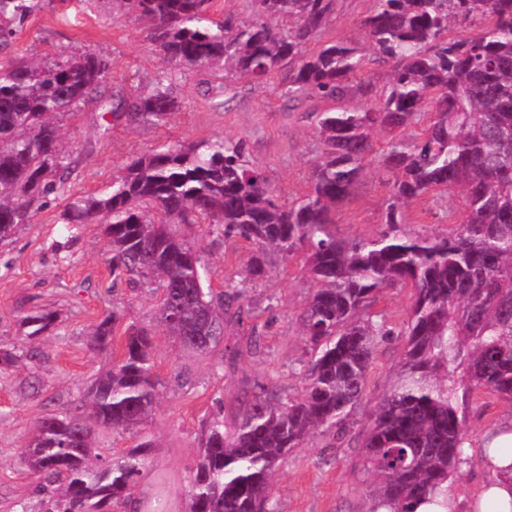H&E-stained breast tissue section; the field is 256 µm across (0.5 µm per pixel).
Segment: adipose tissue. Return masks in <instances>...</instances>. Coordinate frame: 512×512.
Listing matches in <instances>:
<instances>
[{"label":"adipose tissue","instance_id":"adipose-tissue-1","mask_svg":"<svg viewBox=\"0 0 512 512\" xmlns=\"http://www.w3.org/2000/svg\"><path fill=\"white\" fill-rule=\"evenodd\" d=\"M477 453L486 478L470 512H512V418L484 432Z\"/></svg>","mask_w":512,"mask_h":512}]
</instances>
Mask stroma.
I'll use <instances>...</instances> for the list:
<instances>
[{"label":"stroma","mask_w":512,"mask_h":512,"mask_svg":"<svg viewBox=\"0 0 512 512\" xmlns=\"http://www.w3.org/2000/svg\"><path fill=\"white\" fill-rule=\"evenodd\" d=\"M373 8L374 0H336L321 42L361 41L359 22ZM82 52L111 59L102 89L108 101L131 97L169 72L181 107L158 127L105 123L94 102L60 117L64 189L49 195L45 204H34L30 224L13 242L0 244V342L19 341L20 319L29 309L58 314L51 335L33 342L39 351L36 361L0 374V512H15L21 502L37 505L38 479L20 461L36 424L51 415L83 413V397L93 379L122 356L124 326L130 322L152 331L159 406L140 435L100 429L96 442L103 455L113 456L137 444L139 436L152 439L155 448L133 494L136 507L149 512L160 496L169 512H182L202 420L218 407L239 406L262 387L290 396L300 393L306 346L297 316L310 293L309 280L296 262L270 257L266 277L248 292L253 320L263 332L261 350L243 354L236 370H228L224 354L235 347V339H224L206 354L184 349L161 324L152 290L113 283L103 226L63 222L67 197L109 189L122 167L159 143L231 138L246 141L249 162L263 171L281 203H292L310 188L318 155L310 114L322 104L288 101L278 74L260 83L231 82L225 94L212 90L193 68L164 62L144 24L119 0H40L7 54ZM387 196L386 179L368 174L337 210L338 232L351 238L376 236L383 228ZM184 233L204 248L215 289L236 279L252 256L244 239L227 246L198 226ZM115 308L123 323L116 326L111 345L91 350L92 329ZM402 351L398 336L378 347L351 433L339 440L316 435L282 462L272 477L278 512H368L371 478L362 467V434Z\"/></svg>","instance_id":"1"}]
</instances>
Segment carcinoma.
<instances>
[{
  "label": "carcinoma",
  "mask_w": 512,
  "mask_h": 512,
  "mask_svg": "<svg viewBox=\"0 0 512 512\" xmlns=\"http://www.w3.org/2000/svg\"><path fill=\"white\" fill-rule=\"evenodd\" d=\"M121 2L171 64L256 83L279 71L290 102L357 100L313 113L320 155L309 192L291 204L246 160L244 140L224 139L157 145L126 165L111 191L66 205L65 223L104 225L112 282L158 283L161 322L197 352L226 335L259 351L247 285L265 277L270 252L297 261L312 282L297 317L307 346L301 393L283 400L262 388L229 421L219 406L198 438L187 512H275L271 477L288 454L319 431L336 436L354 424L375 350L392 334L370 308L397 287L411 298L403 353L362 439L363 467L376 483L370 512L439 504L472 460L473 400L492 392L512 404V0H375L361 20L368 49L340 40L313 53L307 47L331 23L335 0H249V17L224 20L210 13L211 0ZM38 4L0 0V49ZM459 21L481 29L449 35ZM369 64L389 69L387 85L353 81ZM110 67L95 53L0 62L1 244L30 223L35 202L61 188L57 118L105 104ZM117 108L114 116L154 127L180 101L159 80ZM372 170L391 176L384 230L342 236L336 210ZM445 191L462 199L458 223L442 233L401 229L406 208ZM192 224L256 245L239 284L211 288L202 248L180 231ZM120 321L116 310L107 315L92 345L107 348ZM54 322L31 310L20 333L37 339ZM124 334V357L94 380L86 413L42 419L26 446L39 512H110L138 484L150 441L115 457L94 441L95 427L137 430L158 406L150 333L130 324ZM26 357L34 351L1 343L0 371Z\"/></svg>",
  "instance_id": "1"
}]
</instances>
